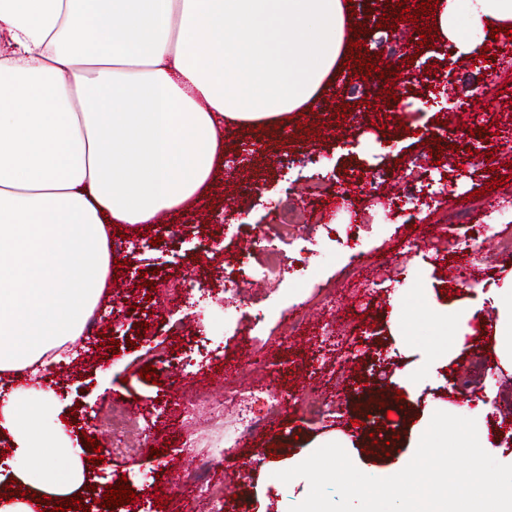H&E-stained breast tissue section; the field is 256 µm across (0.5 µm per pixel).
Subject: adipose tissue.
Wrapping results in <instances>:
<instances>
[{
	"label": "adipose tissue",
	"instance_id": "adipose-tissue-1",
	"mask_svg": "<svg viewBox=\"0 0 512 512\" xmlns=\"http://www.w3.org/2000/svg\"><path fill=\"white\" fill-rule=\"evenodd\" d=\"M436 39L512 25V0H434ZM347 0H0V376H37L84 330L112 277V227L150 224L201 199L231 128L287 124L332 81L351 33ZM512 369V271L426 304L435 343L394 314L411 362L448 365L481 318ZM32 490L0 512H45L83 485L78 456L48 446L24 400L0 409Z\"/></svg>",
	"mask_w": 512,
	"mask_h": 512
}]
</instances>
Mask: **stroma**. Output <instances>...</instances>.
Wrapping results in <instances>:
<instances>
[{"label":"stroma","instance_id":"stroma-1","mask_svg":"<svg viewBox=\"0 0 512 512\" xmlns=\"http://www.w3.org/2000/svg\"><path fill=\"white\" fill-rule=\"evenodd\" d=\"M385 6L372 10L370 23L358 32L363 46L355 57L377 67H398L394 51L403 43L419 41L414 23L390 29L380 24ZM512 54L486 62L437 63L436 73L447 74L457 101L467 105L479 131L463 137L459 112H441L427 105L419 79L428 66L418 55L407 74L411 81L397 86L395 99H375L368 85L356 78L354 68L343 66L334 83L324 90L316 106L289 118L281 129L244 130L229 134L226 149L232 164L220 168L213 186L187 211L168 214L166 223L151 224L147 232L138 225H123L113 239L127 238L117 285L124 290L122 304L105 299L98 307L103 330L71 345L80 376L64 378L58 368L46 372L56 381L49 397H42L25 380L21 390L32 409L50 401L52 410L40 414L44 435L56 446L82 450L91 456L88 439L107 447L102 464L91 470L85 504L91 512H106L99 499L107 486L127 478L136 492L137 512H186L187 499L172 485L178 468L188 466L217 441V432L206 411L186 422L174 409L181 391L199 384L223 392L224 383L243 387L273 388L291 402L276 419L265 422L244 446L236 448L237 467L217 462L215 479L232 469V495L224 512H255L256 491L267 466L288 460L310 441L340 431L352 435L355 451L368 475L376 477L407 451L409 431L418 423L429 402L446 403L459 416L484 415L488 426L489 454L512 449V421L504 412L512 408V372L501 367L495 351L494 313L485 310V321L459 351L448 368L424 376V397L398 398L392 377L409 359L400 353L388 333L389 309L396 300L408 304L406 320L411 331L430 339L432 327L424 317L428 297L447 301L466 289L459 271L491 286L512 269V256L499 255L494 241L512 237V170L500 165L498 148L512 139V130L496 128L495 115L512 107V83L501 84L499 94L485 95ZM499 83V82H498ZM362 112L366 121L362 156H345L336 139L345 132L338 119L343 113ZM443 113L452 131L450 147L437 146ZM383 127H376V120ZM415 161L413 177L425 195L456 204L459 197L484 189L489 208L464 224H438L426 207L399 204L383 210L363 191V182L352 173L366 169L368 177L394 185L406 161ZM505 177L497 189H488L493 177ZM325 183L321 196L310 187ZM346 192L363 229L356 247L347 245V221L336 213L338 192ZM294 203L302 209L309 228L335 225L330 236L294 237L285 248V272L275 283L251 282L253 302L233 320L231 298L218 291L188 290L170 303L148 301L151 288L185 275L205 282L219 268L245 267L254 271L262 257L257 237L277 221L278 206ZM184 225V237L174 242L165 236L167 224ZM480 239H473L477 227ZM209 240L211 253H199L200 240ZM360 253L365 288L356 289L344 279L343 269L353 253ZM148 286H141V279ZM335 294L333 311L320 309L321 298ZM303 299L309 319L300 335L289 338L284 327L296 299ZM335 321L339 347L321 352L320 327ZM147 322L145 332L135 326ZM152 365L155 381L141 377ZM329 400L321 416L304 413L297 398ZM135 411L145 430L141 439L126 438L111 430L104 419L108 409ZM76 422H68V413ZM158 456H151V449Z\"/></svg>","mask_w":512,"mask_h":512}]
</instances>
